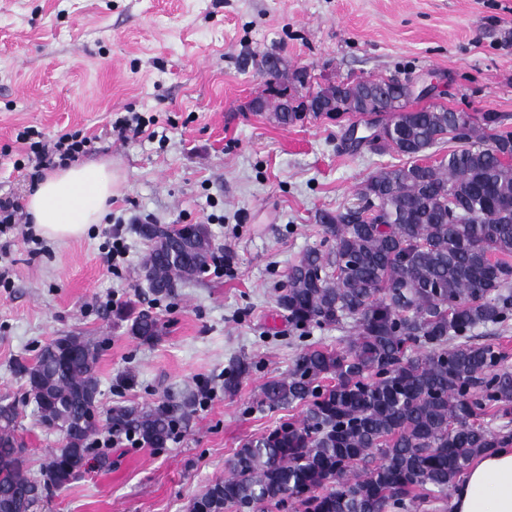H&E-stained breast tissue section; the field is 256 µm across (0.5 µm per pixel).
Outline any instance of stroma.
I'll use <instances>...</instances> for the list:
<instances>
[{"label": "stroma", "mask_w": 512, "mask_h": 512, "mask_svg": "<svg viewBox=\"0 0 512 512\" xmlns=\"http://www.w3.org/2000/svg\"><path fill=\"white\" fill-rule=\"evenodd\" d=\"M269 55L288 64L280 79L264 69ZM361 78L433 79L409 109L461 111L476 124L494 112L497 132H512V0H0V147L20 150L25 126L97 137L95 159L123 178L110 212L125 219L130 249L121 276L110 274L105 221L64 245L16 235L0 258L11 281L0 287V397L18 405L29 472L62 438L40 424L15 366L58 337L98 344L102 412L203 381L215 391L176 441L112 447L110 467L52 492L42 512H187L234 449L277 420L253 409L259 386L304 344L344 345L347 326L289 330L275 290L319 244V215L356 203L369 176L402 159L352 149L348 117L283 125L250 102L273 84L308 96ZM131 112L155 118L154 135L110 136V118ZM147 214L207 225L223 272L154 296L130 223ZM129 306L159 318L158 340L130 335ZM237 356L256 368L230 396L224 374Z\"/></svg>", "instance_id": "1"}]
</instances>
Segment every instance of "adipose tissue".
I'll return each mask as SVG.
<instances>
[{"label":"adipose tissue","mask_w":512,"mask_h":512,"mask_svg":"<svg viewBox=\"0 0 512 512\" xmlns=\"http://www.w3.org/2000/svg\"><path fill=\"white\" fill-rule=\"evenodd\" d=\"M119 186L118 172L108 160L57 169L31 184L25 219L54 242L82 237L102 223ZM448 512H512V445L470 462L451 488Z\"/></svg>","instance_id":"ef3b65f1"}]
</instances>
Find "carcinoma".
I'll use <instances>...</instances> for the list:
<instances>
[{
	"mask_svg": "<svg viewBox=\"0 0 512 512\" xmlns=\"http://www.w3.org/2000/svg\"><path fill=\"white\" fill-rule=\"evenodd\" d=\"M371 102L364 90L399 100L395 79L333 85ZM466 143L438 165L421 163L446 136ZM368 146L406 158L370 176L362 203L322 217L320 245L292 265L275 303L293 330L353 322L345 346L308 344L289 371L266 380L253 400L280 412L275 426L225 461L224 479L206 486L188 512H411L448 498L470 461L512 445L507 427L485 417L512 415V373L505 353L474 342L481 326L512 321V133L479 135L463 112H395ZM147 243L141 272L157 296L209 272L216 246L204 224L177 229L140 224ZM133 338L160 333L145 310L126 313ZM98 346L61 336L34 363H19L40 422L64 435L40 475L25 466L18 408L0 398V512H39L46 494L84 475L99 422ZM253 368L238 357L226 372L234 394ZM205 394L164 392L143 406H115L112 434H134L165 448L187 427ZM301 409L298 416L291 414Z\"/></svg>",
	"mask_w": 512,
	"mask_h": 512,
	"instance_id": "cac0c4a2",
	"label": "carcinoma"
}]
</instances>
